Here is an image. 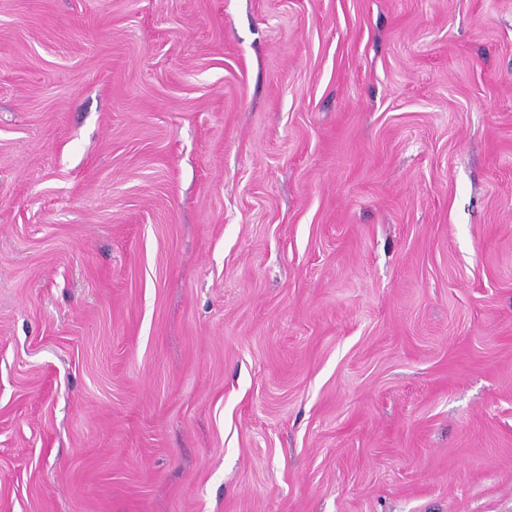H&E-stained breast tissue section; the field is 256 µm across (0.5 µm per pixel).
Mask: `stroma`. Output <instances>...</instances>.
Here are the masks:
<instances>
[{
    "mask_svg": "<svg viewBox=\"0 0 512 512\" xmlns=\"http://www.w3.org/2000/svg\"><path fill=\"white\" fill-rule=\"evenodd\" d=\"M0 512H512V0H0Z\"/></svg>",
    "mask_w": 512,
    "mask_h": 512,
    "instance_id": "stroma-1",
    "label": "stroma"
}]
</instances>
